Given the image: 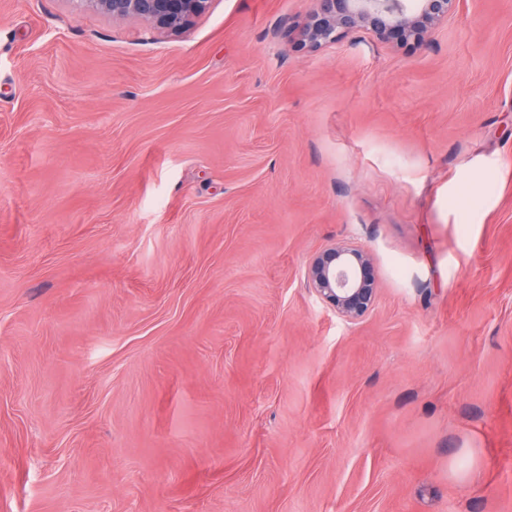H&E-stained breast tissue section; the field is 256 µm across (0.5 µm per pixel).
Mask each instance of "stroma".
Wrapping results in <instances>:
<instances>
[{"label":"stroma","mask_w":512,"mask_h":512,"mask_svg":"<svg viewBox=\"0 0 512 512\" xmlns=\"http://www.w3.org/2000/svg\"><path fill=\"white\" fill-rule=\"evenodd\" d=\"M311 8L0 0V512H512V0ZM112 20L137 19L156 32L176 34L206 12L211 0H78ZM313 7L296 33L304 47L317 50L364 29L397 44H418L448 20L460 0H311ZM306 278L309 288L347 321L362 318L377 298L370 255L349 244L336 243L315 254Z\"/></svg>","instance_id":"stroma-1"}]
</instances>
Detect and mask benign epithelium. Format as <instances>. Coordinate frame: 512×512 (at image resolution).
Here are the masks:
<instances>
[{
    "label": "benign epithelium",
    "mask_w": 512,
    "mask_h": 512,
    "mask_svg": "<svg viewBox=\"0 0 512 512\" xmlns=\"http://www.w3.org/2000/svg\"><path fill=\"white\" fill-rule=\"evenodd\" d=\"M84 8L113 20L137 19L156 32L176 34L206 12L211 0H78ZM313 7L296 33L297 41L317 50L350 32L364 29L397 44H418L448 18L460 0H312ZM309 288L340 317L357 321L373 306L377 284L370 255L336 243L309 261Z\"/></svg>",
    "instance_id": "benign-epithelium-1"
}]
</instances>
